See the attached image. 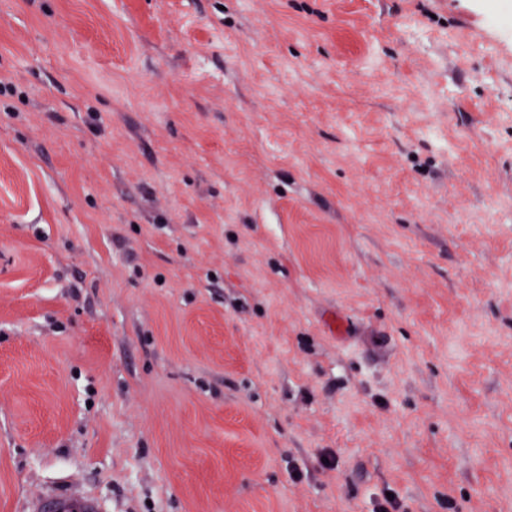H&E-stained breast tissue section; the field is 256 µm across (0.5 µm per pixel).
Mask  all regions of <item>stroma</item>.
I'll return each mask as SVG.
<instances>
[{
  "label": "stroma",
  "mask_w": 512,
  "mask_h": 512,
  "mask_svg": "<svg viewBox=\"0 0 512 512\" xmlns=\"http://www.w3.org/2000/svg\"><path fill=\"white\" fill-rule=\"evenodd\" d=\"M491 2L0 0V512H512Z\"/></svg>",
  "instance_id": "35a3bbf8"
}]
</instances>
